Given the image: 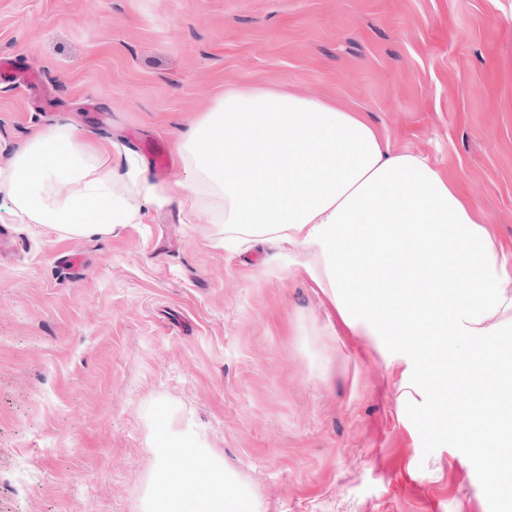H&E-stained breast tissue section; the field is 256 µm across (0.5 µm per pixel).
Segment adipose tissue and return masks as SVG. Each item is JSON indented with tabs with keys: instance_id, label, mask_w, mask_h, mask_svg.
Segmentation results:
<instances>
[{
	"instance_id": "adipose-tissue-1",
	"label": "adipose tissue",
	"mask_w": 512,
	"mask_h": 512,
	"mask_svg": "<svg viewBox=\"0 0 512 512\" xmlns=\"http://www.w3.org/2000/svg\"><path fill=\"white\" fill-rule=\"evenodd\" d=\"M187 213L219 196L217 246L295 247L353 330L382 329L436 390L484 393L452 432L499 471L488 496L512 512V255L472 216L474 204L420 154L392 151L358 112L315 98L249 87L224 91L182 137ZM112 147L90 148L67 124L34 130L0 194L21 219L72 237L142 221L163 197L137 165L116 177ZM142 512H259L256 498L199 437L158 435ZM178 466H171V459Z\"/></svg>"
}]
</instances>
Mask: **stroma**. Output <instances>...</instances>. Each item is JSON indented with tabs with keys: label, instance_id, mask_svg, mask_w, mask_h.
<instances>
[{
	"label": "stroma",
	"instance_id": "35a3bbf8",
	"mask_svg": "<svg viewBox=\"0 0 512 512\" xmlns=\"http://www.w3.org/2000/svg\"><path fill=\"white\" fill-rule=\"evenodd\" d=\"M68 100L0 86V169L67 120L112 146L132 129L175 157L227 88L363 113L429 159L512 252V0H0V57ZM222 199H176L111 235L21 223L0 195V512H141L156 417L193 430L261 512H497L494 481L444 429L391 337L348 329L272 243L214 245ZM82 255L79 276L61 260Z\"/></svg>",
	"mask_w": 512,
	"mask_h": 512
}]
</instances>
